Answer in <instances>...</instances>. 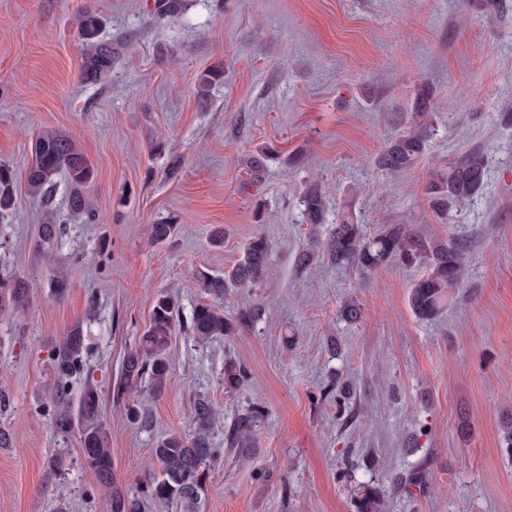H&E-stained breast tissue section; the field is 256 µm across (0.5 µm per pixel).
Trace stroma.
<instances>
[{"mask_svg":"<svg viewBox=\"0 0 512 512\" xmlns=\"http://www.w3.org/2000/svg\"><path fill=\"white\" fill-rule=\"evenodd\" d=\"M155 0H0V164L16 174L15 210L0 224V265L30 285L24 308L0 311V512H106L107 499L63 446L52 423L57 341L82 325L90 350L72 379L102 398L116 481L136 491L159 438L194 429L193 402L216 411L214 447L250 403L268 418L249 460L225 451L200 512H354L346 457L379 458L384 477L428 459L429 485L392 493L387 512H512V458L499 424L512 412V0H186L159 16ZM104 20L118 55L91 85L80 78L76 19ZM224 80L199 101L198 79ZM434 90L428 154L391 175L376 160L410 112L421 81ZM70 136L96 169L95 223L71 213L64 175L54 179L61 232L41 244L44 211L26 183L43 131ZM280 157L255 169L259 147ZM488 156L486 184L450 220L425 191L433 163L473 148ZM326 192L327 222L305 224V184ZM353 214L368 230L410 224L427 237L472 242L457 300L434 322L418 320L398 265L364 278L320 265L299 273L312 233ZM164 222L178 232L154 243ZM223 228L224 244L209 239ZM272 243L257 288H230L216 305L235 313L259 302L253 329L209 341L188 331L208 294L198 272L223 274L255 234ZM64 274L68 292L51 296ZM180 305L170 382L145 397L151 424L130 423L113 386L122 357L149 322L155 297ZM357 299L348 325L340 303ZM244 363L241 390H224V360ZM350 384L344 407L321 402L331 374ZM471 428L458 434L459 421ZM65 453L67 467L50 469Z\"/></svg>","mask_w":512,"mask_h":512,"instance_id":"35a3bbf8","label":"stroma"}]
</instances>
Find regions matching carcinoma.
Masks as SVG:
<instances>
[{"label": "carcinoma", "instance_id": "carcinoma-1", "mask_svg": "<svg viewBox=\"0 0 512 512\" xmlns=\"http://www.w3.org/2000/svg\"><path fill=\"white\" fill-rule=\"evenodd\" d=\"M183 0H155L157 14L175 16L181 12ZM80 39L85 46L81 77L88 84H96L112 72L116 58L112 42L99 38L103 27L100 16L83 12L77 17ZM224 80V69L215 67L203 74L197 85V96L205 100L213 85ZM433 89L427 83L416 86L412 112L406 130L391 137L381 153L378 164L389 173L410 170L428 150L430 125L426 122ZM488 156L473 150L453 165L432 170L426 186L429 206L443 218L448 211L462 210L485 186ZM63 173L70 184L68 207L71 212L88 220L95 218L88 201V187L95 180V167L86 154L68 136L46 131L36 138L32 163L27 168L26 182L30 192L51 199L56 175ZM305 222L312 227L325 223V195L316 186L306 188L301 195ZM14 206V174L0 166V220L8 217ZM60 219L51 206L45 207L39 237L50 243L58 236ZM471 243L463 235L447 238H426L415 233L410 224H383L368 234L363 225L348 216L335 225L328 238L314 239L300 256L304 269L319 261L331 265L351 267L359 274L369 276L391 264L405 268L423 267L424 274L414 279L409 287L408 303L413 314L422 321H435L455 299L463 270L469 258ZM271 244L263 235L253 236L243 256L224 277L201 275L203 287L210 294H224L226 288H254L264 279ZM29 288L16 275L0 276V308L19 309L28 302ZM264 309L255 304L233 315L221 307L198 303L187 329L198 340L236 336L261 319ZM179 306L169 295L156 297L149 323L142 336L123 355L117 382V395L127 394L142 384L158 396L170 380L169 352L178 320ZM339 317L349 323L362 317L359 303L347 299L341 305ZM86 336L79 326L73 327L58 341L53 372L56 380L55 414L53 427L62 442L74 436L78 442L79 459L95 476L97 482L110 489L107 512H141L150 499L170 512H199L201 492L211 467L223 457L224 448L212 446L214 410L199 399L194 404L193 434H173L160 439L153 448L154 461L159 468L147 473L138 493H129L115 484L112 448L101 417L100 395L88 386L77 401L68 393V379L83 368ZM248 377L247 367L234 360L224 361V389L233 392L242 388ZM266 412L260 404H252L238 415L224 434L225 448L234 449L239 457L252 454L258 430ZM427 477L426 463L421 461L407 473L404 486L420 487ZM355 512H386L384 489L375 479L358 481L351 488Z\"/></svg>", "mask_w": 512, "mask_h": 512}]
</instances>
